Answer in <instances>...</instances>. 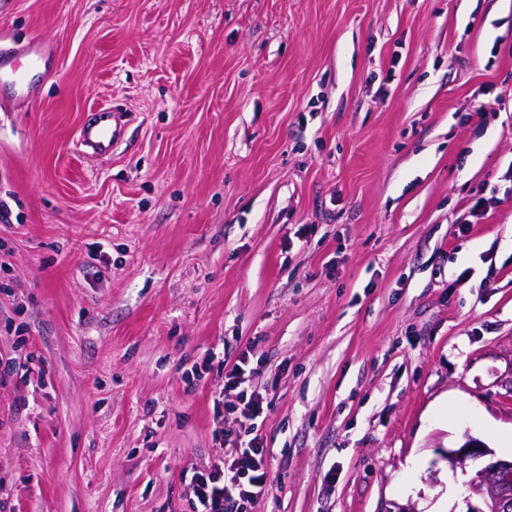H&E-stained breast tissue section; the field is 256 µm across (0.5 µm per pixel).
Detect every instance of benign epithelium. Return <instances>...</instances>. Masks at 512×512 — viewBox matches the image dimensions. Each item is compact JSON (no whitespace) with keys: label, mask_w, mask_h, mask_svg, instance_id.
Masks as SVG:
<instances>
[{"label":"benign epithelium","mask_w":512,"mask_h":512,"mask_svg":"<svg viewBox=\"0 0 512 512\" xmlns=\"http://www.w3.org/2000/svg\"><path fill=\"white\" fill-rule=\"evenodd\" d=\"M444 458L455 465L466 460H484L466 484L467 512H512V458L495 456L482 441L468 435L456 449H448ZM481 498V505L471 503V495Z\"/></svg>","instance_id":"benign-epithelium-1"}]
</instances>
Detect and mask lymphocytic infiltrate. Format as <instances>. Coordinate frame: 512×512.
I'll use <instances>...</instances> for the list:
<instances>
[{
	"instance_id": "f902f5d3",
	"label": "lymphocytic infiltrate",
	"mask_w": 512,
	"mask_h": 512,
	"mask_svg": "<svg viewBox=\"0 0 512 512\" xmlns=\"http://www.w3.org/2000/svg\"><path fill=\"white\" fill-rule=\"evenodd\" d=\"M249 365V357L243 354L224 372L225 387L240 391L237 426L226 422L222 393L214 395L217 413L213 436L221 442H232L233 447L230 453L219 456L210 469L194 472L193 512H254L269 492L266 449L257 424L266 399L259 391L245 390Z\"/></svg>"
}]
</instances>
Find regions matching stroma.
Returning a JSON list of instances; mask_svg holds the SVG:
<instances>
[{
  "instance_id": "obj_1",
  "label": "stroma",
  "mask_w": 512,
  "mask_h": 512,
  "mask_svg": "<svg viewBox=\"0 0 512 512\" xmlns=\"http://www.w3.org/2000/svg\"><path fill=\"white\" fill-rule=\"evenodd\" d=\"M32 36L56 76L0 86V356L29 368L0 512H191L245 352L257 512H464L445 450L512 456V0H0V46ZM112 112L101 108L91 121L80 128L76 139L79 149L90 148L93 154L98 156L112 154V147H115L125 134L124 125L119 119L120 113Z\"/></svg>"
}]
</instances>
